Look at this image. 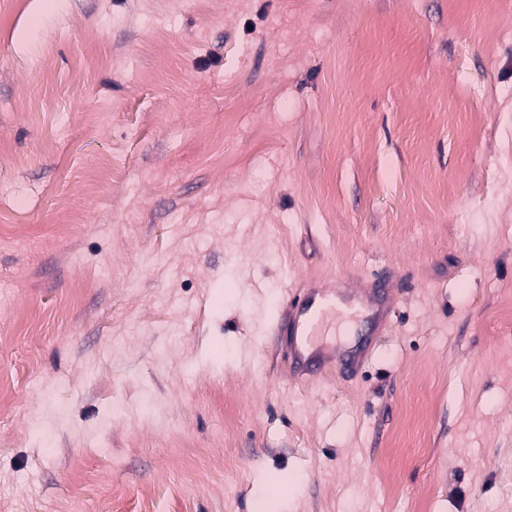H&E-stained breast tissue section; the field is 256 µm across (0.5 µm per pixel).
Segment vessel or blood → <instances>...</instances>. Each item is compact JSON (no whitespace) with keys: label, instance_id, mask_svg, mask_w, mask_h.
<instances>
[{"label":"vessel or blood","instance_id":"obj_1","mask_svg":"<svg viewBox=\"0 0 512 512\" xmlns=\"http://www.w3.org/2000/svg\"><path fill=\"white\" fill-rule=\"evenodd\" d=\"M352 310L361 312L366 321L383 331L395 317L397 303L388 285L376 277L354 287H312L289 297L275 333L291 377L306 384L327 378L332 367L356 370L371 358L374 349L370 346L343 352L321 342L326 322Z\"/></svg>","mask_w":512,"mask_h":512}]
</instances>
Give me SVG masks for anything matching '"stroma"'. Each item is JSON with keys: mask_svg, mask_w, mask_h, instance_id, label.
Here are the masks:
<instances>
[{"mask_svg": "<svg viewBox=\"0 0 512 512\" xmlns=\"http://www.w3.org/2000/svg\"><path fill=\"white\" fill-rule=\"evenodd\" d=\"M39 2L0 0V512H512V0ZM373 275L369 364L286 377L289 295Z\"/></svg>", "mask_w": 512, "mask_h": 512, "instance_id": "1", "label": "stroma"}]
</instances>
